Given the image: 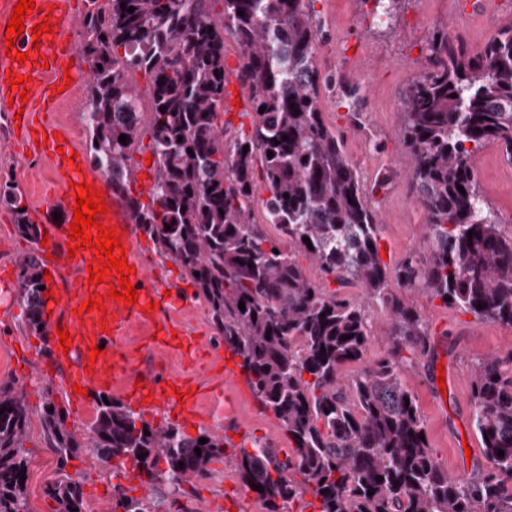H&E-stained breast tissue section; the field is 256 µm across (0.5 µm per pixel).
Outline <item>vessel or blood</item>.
I'll return each instance as SVG.
<instances>
[{"instance_id":"vessel-or-blood-1","label":"vessel or blood","mask_w":512,"mask_h":512,"mask_svg":"<svg viewBox=\"0 0 512 512\" xmlns=\"http://www.w3.org/2000/svg\"><path fill=\"white\" fill-rule=\"evenodd\" d=\"M16 0H0V112L8 116H21L23 123L34 124L40 140L36 153L46 161L63 185L61 192L48 198L36 208L34 218L48 233V243L43 248L49 255L50 266L71 262L78 271L75 288L68 295L52 302L51 321L58 330L68 331L71 341L67 354L57 355V363H69L71 372L68 385L85 389L101 388L111 380H119L124 396L143 416H154L160 405L179 409L183 417H191L193 407L188 398H176L169 381H140L139 373L124 355L112 348V338L138 325L159 326L160 311L169 307L167 285L139 259L133 242V213L124 193L111 187L107 177L93 172L86 164L84 154L78 153L76 145L65 134L61 125L50 121L48 113L54 112L58 104L69 100L78 87L88 83L90 73L76 60L77 52L66 37L67 29L73 27L78 15L71 0H34L35 12L25 17V26L15 44L16 51L25 53V63L12 61L5 52V37ZM51 9L53 31L33 39L31 31L41 25L44 9ZM25 76L29 79L28 93L11 87L9 75ZM72 76V83H65V76ZM88 182L105 191L109 207L99 221L122 235L126 261L135 269L131 277L139 294L136 304L110 298V286L106 283L91 284L88 281V263L92 262V250L69 254L70 223L74 217L75 186ZM104 295L103 310H84V303L96 295ZM99 347V357H92L91 347Z\"/></svg>"}]
</instances>
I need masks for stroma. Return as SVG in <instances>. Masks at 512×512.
<instances>
[{"label": "stroma", "mask_w": 512, "mask_h": 512, "mask_svg": "<svg viewBox=\"0 0 512 512\" xmlns=\"http://www.w3.org/2000/svg\"><path fill=\"white\" fill-rule=\"evenodd\" d=\"M314 9L322 22L315 46L318 68L332 75L344 61L353 62L352 75L360 93L350 104L337 97L335 86L322 87L323 118L342 136L365 187L382 178L387 181L386 190L370 199L380 248L387 254L385 263L391 266L410 255L427 262L425 216L410 189V159L401 144L402 94L417 74L429 68L425 44L434 31L448 30L460 37L470 53H479L502 23L512 18V0H493L490 13L472 20L465 17L470 9L467 0H395L390 19L382 24L374 20L366 0H316ZM471 163L482 198L504 234L511 235L512 174L500 148L483 147ZM5 180L18 187L23 205L31 211L57 187L49 165L14 143L6 121L0 118V182ZM15 224L12 208L0 203V384L15 382L26 396L29 421L22 452L28 462L30 512H58L57 504L45 494L58 469L46 443L40 409L45 386H53L58 398H66L67 370L51 369L41 338L24 325L17 303L18 261L31 245L17 234ZM134 243L141 261L165 272L173 289L184 293V302L167 311L166 317L187 331L194 348L157 345L149 328L137 326L119 342V350L131 356L146 377L201 382L198 420L184 428L189 436L205 431L224 438L242 432L249 441L287 447L276 417L256 399H238L226 381V349L215 339L206 303L193 299L190 280L176 263L161 257L142 232H135ZM408 296L427 323L432 349L417 358L415 368L407 370L403 379L416 398L430 447L450 471L466 448L481 445L469 420L471 368L489 355H512V328L444 307L418 286ZM439 370L446 377L441 392L432 384ZM120 468L118 461L104 465L90 449H79L65 472L82 487L83 512H114ZM158 503V512H261L255 498L240 486L229 450L212 463L209 477L194 481L182 494L162 489Z\"/></svg>", "instance_id": "stroma-1"}]
</instances>
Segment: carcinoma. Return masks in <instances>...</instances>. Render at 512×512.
Returning a JSON list of instances; mask_svg holds the SVG:
<instances>
[{
    "instance_id": "1",
    "label": "carcinoma",
    "mask_w": 512,
    "mask_h": 512,
    "mask_svg": "<svg viewBox=\"0 0 512 512\" xmlns=\"http://www.w3.org/2000/svg\"><path fill=\"white\" fill-rule=\"evenodd\" d=\"M81 29L79 49L91 69L84 124L92 168L114 173L111 183L123 190L132 152H151L152 201L129 198L135 229L188 275L193 297L208 305L216 338L241 359L252 394L288 436L285 452L255 444L234 455L240 485L263 512H289L307 493L318 512H512V356L485 357L473 368L470 424L482 437L487 467L459 481L423 438L417 402L403 381L415 358L430 351L428 327L390 288L392 277L402 288L423 281L444 306L512 328V237L486 209L470 165L472 153L489 144L512 162V19L477 55L446 31L426 42L430 67L403 92L402 135L411 187L426 215L430 262L409 256L394 268L380 257L360 175L323 119L319 88L332 77L315 62L312 0H224L218 19L208 0H110L107 11L88 0ZM226 35L241 49L236 79L251 105L242 113L251 131L230 137L217 123L228 84ZM129 70L148 78L151 111H141L125 81ZM260 186L269 192L263 206L271 234L252 219ZM20 201L14 187L0 186V202L17 213L19 235L35 245L18 264V304L27 330L46 341L41 228ZM297 251L336 289L309 279ZM347 288L362 293L355 298ZM370 305L387 314L381 330ZM378 334L386 353L369 360ZM355 363L362 367L343 382L344 368ZM93 399L89 447L105 462H132L146 490L141 498L119 491L122 512H151L158 485L180 491L208 477L209 464L223 453L215 435L192 438L177 426L153 425L110 396ZM1 409L0 512H29L20 452L24 391L1 385ZM41 411L58 464L45 494L60 512H81V485L65 467L83 444L67 429L69 411L56 403L51 385L43 389Z\"/></svg>"
}]
</instances>
